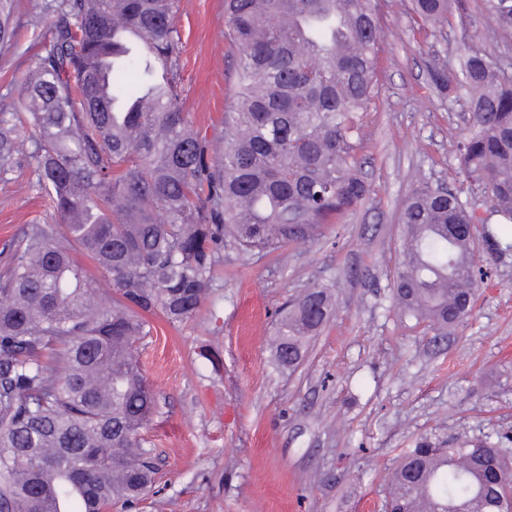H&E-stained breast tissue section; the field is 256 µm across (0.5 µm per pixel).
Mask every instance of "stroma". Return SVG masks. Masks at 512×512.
Instances as JSON below:
<instances>
[{"label":"stroma","instance_id":"1","mask_svg":"<svg viewBox=\"0 0 512 512\" xmlns=\"http://www.w3.org/2000/svg\"><path fill=\"white\" fill-rule=\"evenodd\" d=\"M54 0H11L17 34L0 43V106L34 67ZM470 22L421 40L409 0H384L378 94L358 158L371 185L345 223L314 242L270 252L224 251L201 310L173 327L154 318L139 348L161 415L145 431L159 454L157 492L139 512H357L383 502L405 451L487 435L512 453V251L478 243L483 272L464 323L435 331L402 317L391 299L400 257V208L415 188L458 190L478 218L489 197L471 192L457 144L469 124L464 97H441L429 72L465 48L512 66V30L482 0ZM181 90L195 127L219 146L234 73L224 39V0H181ZM27 170L0 183V239L48 221ZM334 309L296 369L269 349L285 303L314 284Z\"/></svg>","mask_w":512,"mask_h":512}]
</instances>
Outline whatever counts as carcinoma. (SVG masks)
I'll return each instance as SVG.
<instances>
[{"label": "carcinoma", "instance_id": "obj_1", "mask_svg": "<svg viewBox=\"0 0 512 512\" xmlns=\"http://www.w3.org/2000/svg\"><path fill=\"white\" fill-rule=\"evenodd\" d=\"M505 29L512 0H484ZM468 0H411L419 34H442ZM180 0H57L48 48L0 108V181L26 165L58 224H24L0 243V512H112L143 500L155 449L141 431L156 396L137 358L151 317L175 325L200 311L228 245L251 253L319 239L370 193L357 154L377 94L381 0H224L236 61L214 152L184 112ZM167 66L161 93L143 99ZM106 95L131 112L97 107ZM440 93H463L470 127L458 143L465 177L488 193L512 249V74L479 51L435 67ZM453 190L421 184L404 230L391 296L433 329L467 319L473 246L448 233L473 224ZM92 259L115 297L73 254ZM314 284L276 323L273 357L292 368L330 318ZM512 499V459L488 435L453 448L420 444L388 479L384 512H494Z\"/></svg>", "mask_w": 512, "mask_h": 512}]
</instances>
